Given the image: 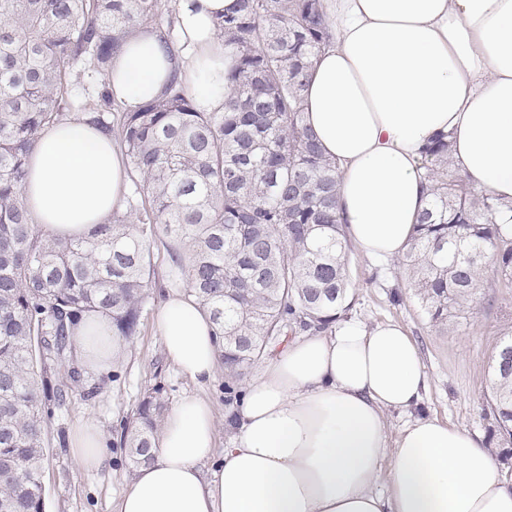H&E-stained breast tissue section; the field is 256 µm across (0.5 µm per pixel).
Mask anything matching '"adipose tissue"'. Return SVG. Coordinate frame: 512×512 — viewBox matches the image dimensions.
Masks as SVG:
<instances>
[{"label": "adipose tissue", "instance_id": "adipose-tissue-1", "mask_svg": "<svg viewBox=\"0 0 512 512\" xmlns=\"http://www.w3.org/2000/svg\"><path fill=\"white\" fill-rule=\"evenodd\" d=\"M333 39L305 91L307 123L338 164L339 212L355 251L403 254L428 196L420 151L448 133L462 175L512 201V0H323ZM236 0H175L169 55L145 26L113 58L107 84L133 109L179 72L199 111L224 104L232 65L215 23ZM120 148L78 120L44 128L28 161L25 204L50 235L89 237L123 202ZM155 329L167 360L196 389L170 407L153 461L117 512H512L497 452L468 430L422 413L427 375L407 330L356 317L297 336L250 379L233 434L217 448L214 327L169 262ZM71 339L88 372L110 373L125 341L87 313ZM408 417L397 437L388 416ZM91 418L70 433L78 468L101 465Z\"/></svg>", "mask_w": 512, "mask_h": 512}]
</instances>
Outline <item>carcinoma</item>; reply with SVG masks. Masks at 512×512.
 Instances as JSON below:
<instances>
[{"instance_id":"obj_1","label":"carcinoma","mask_w":512,"mask_h":512,"mask_svg":"<svg viewBox=\"0 0 512 512\" xmlns=\"http://www.w3.org/2000/svg\"><path fill=\"white\" fill-rule=\"evenodd\" d=\"M216 22L235 64L220 111H199L173 75L163 96L113 111L102 85L133 31L150 25L171 55L173 13L160 0H0V512H46L42 488L51 407L76 387L94 399L72 328L101 311L126 341L155 283L156 244L185 261L191 290L218 338L227 400L250 368L289 336L332 329L351 307L348 242L336 162L305 121L304 91L332 39L320 0H238ZM75 116L112 136L126 156L125 207L89 239H53L27 216L26 165L41 130ZM428 182L401 264L432 326L472 309L489 269L512 285V216L455 166L448 135L419 159ZM490 440L512 456V328L491 356ZM168 411L164 387L142 397L114 448L129 468L153 460Z\"/></svg>"}]
</instances>
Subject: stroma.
Returning a JSON list of instances; mask_svg holds the SVG:
<instances>
[{
  "instance_id": "1",
  "label": "stroma",
  "mask_w": 512,
  "mask_h": 512,
  "mask_svg": "<svg viewBox=\"0 0 512 512\" xmlns=\"http://www.w3.org/2000/svg\"><path fill=\"white\" fill-rule=\"evenodd\" d=\"M349 277L353 293L350 315L369 323L393 319L402 323L417 342L429 382L423 409L449 424L487 436L489 417L484 412L489 391V358L503 330L512 326V287L486 275L474 314H463L445 328L430 326L411 292L398 260L380 262L350 254ZM400 302H393L394 292ZM156 304H148L140 318L138 336L116 369L118 378L99 397L88 400L81 391L70 392L65 405L55 410L48 432L49 459L43 472L49 512H115L124 486L131 480L126 456L112 445L120 422L137 406L145 389L164 385L169 401L191 391L192 383L166 359L156 335ZM83 417L94 418L110 446L102 465L80 470L69 449L60 447V434L70 433Z\"/></svg>"
}]
</instances>
